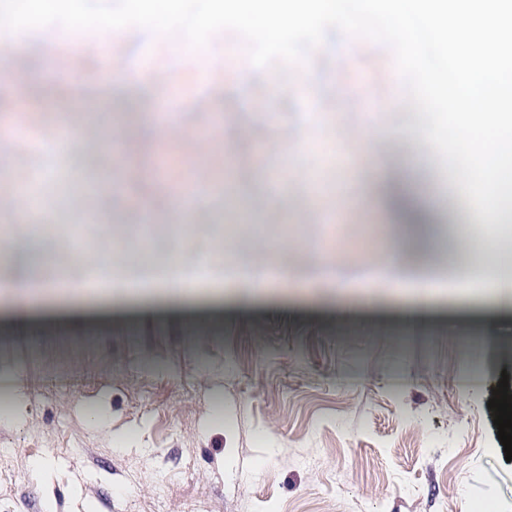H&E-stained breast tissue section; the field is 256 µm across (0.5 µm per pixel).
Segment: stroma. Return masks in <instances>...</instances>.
<instances>
[{
    "mask_svg": "<svg viewBox=\"0 0 512 512\" xmlns=\"http://www.w3.org/2000/svg\"><path fill=\"white\" fill-rule=\"evenodd\" d=\"M47 33L28 30L13 51L30 98L42 99L44 83L67 85L84 121L145 138L143 114L175 107L170 164L162 175L152 160L106 164L107 146L89 137L58 155L32 134L0 151V175L71 201L60 223L87 225L93 238L109 226L117 239L138 221L136 185L153 189L152 215L168 224L169 189L197 136H209L229 173L194 171L207 193L183 212L185 234L210 250L219 226L256 215L250 238L232 234L235 256L257 266L276 257L292 279L247 299L230 285L178 300L51 292L22 322L1 285L26 269L0 265V407L22 403L20 419L0 418V512H470L481 500L512 512V461L487 406L497 382L479 380L461 348L490 318L498 342L512 343V307L474 290L416 312L391 291L369 300L306 285L318 247L366 264L396 235L380 183L408 171L422 194L451 204L432 232L439 271L470 260L471 206H454L461 189L434 148L409 140L421 127L414 110L386 108L401 78L384 44L351 54L328 30L297 89L280 62L251 67L242 84L222 69L181 84L193 46L139 26L81 31L66 46L77 80L43 57ZM114 59L136 81L113 87ZM373 107L391 136L364 131ZM345 130L350 154L296 150Z\"/></svg>",
    "mask_w": 512,
    "mask_h": 512,
    "instance_id": "1",
    "label": "stroma"
}]
</instances>
